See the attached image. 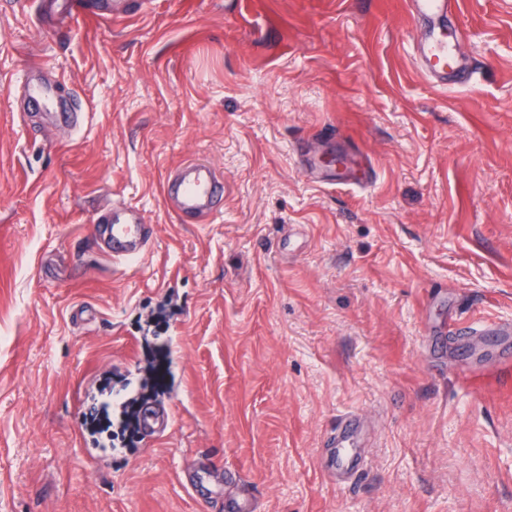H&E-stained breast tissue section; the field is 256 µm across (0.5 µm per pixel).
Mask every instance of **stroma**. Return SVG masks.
<instances>
[{"label":"stroma","mask_w":512,"mask_h":512,"mask_svg":"<svg viewBox=\"0 0 512 512\" xmlns=\"http://www.w3.org/2000/svg\"><path fill=\"white\" fill-rule=\"evenodd\" d=\"M473 75L414 59L405 0H128L46 25L0 0V512H512V0H458ZM58 80L73 130L17 97ZM363 162L348 185L309 158ZM206 161L224 206L164 202ZM142 210V260L93 233ZM487 327L463 338L455 325ZM132 387L164 435L96 447ZM362 470L320 460L346 416ZM187 483L192 492L204 502L214 503L220 499V505L224 512H251L252 510L251 504L245 499L228 498L222 500L219 492L207 485L204 477L199 473L190 477Z\"/></svg>","instance_id":"35a3bbf8"}]
</instances>
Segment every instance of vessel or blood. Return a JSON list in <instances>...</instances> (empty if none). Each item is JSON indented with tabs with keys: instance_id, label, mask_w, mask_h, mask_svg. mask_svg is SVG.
<instances>
[{
	"instance_id": "b4317fda",
	"label": "vessel or blood",
	"mask_w": 512,
	"mask_h": 512,
	"mask_svg": "<svg viewBox=\"0 0 512 512\" xmlns=\"http://www.w3.org/2000/svg\"><path fill=\"white\" fill-rule=\"evenodd\" d=\"M455 6L456 0H407V11L411 19L423 27L416 55L425 74L441 81L451 76L462 82L469 69L455 56L447 34ZM18 86L26 102L49 114L55 124L66 128L74 126V112L57 98L54 81L45 77L41 67L26 68ZM223 195V178L213 166L207 164L180 167L168 179L164 189L166 200L182 218L188 220L215 214ZM94 233L113 259L129 262L144 255L150 238V227L145 224L137 209L115 205L99 216ZM362 445V430L358 422L338 428L331 443L336 454L327 464V472L332 474L339 468H352L361 453ZM188 485L202 501L220 503L223 512H251L247 500L220 499L218 491L207 485L201 475L190 477Z\"/></svg>"
}]
</instances>
